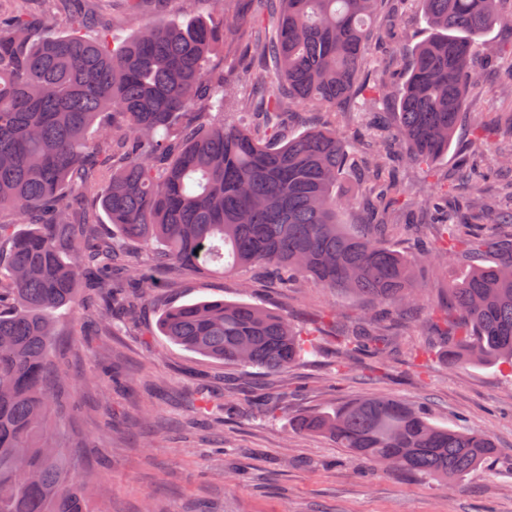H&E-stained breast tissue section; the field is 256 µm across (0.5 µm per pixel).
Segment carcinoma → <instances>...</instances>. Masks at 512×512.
Masks as SVG:
<instances>
[{"instance_id": "obj_1", "label": "carcinoma", "mask_w": 512, "mask_h": 512, "mask_svg": "<svg viewBox=\"0 0 512 512\" xmlns=\"http://www.w3.org/2000/svg\"><path fill=\"white\" fill-rule=\"evenodd\" d=\"M385 0H271L248 20L216 13L205 21L146 22L117 48L68 30L40 28L21 15L0 16V512H88L84 467L55 430L66 404L51 359V313L93 288L104 311L152 298L156 279L113 244L91 212L98 199L122 238L152 255L154 271L229 274L261 265L286 288L314 281L374 305L337 330L344 364L360 353L382 361L385 322L418 310L412 264L385 238L390 225L355 230L339 218L347 145L333 130L310 129L283 141L268 120L295 101L335 108L351 93L381 97L383 70L361 80L373 16ZM432 30L410 53L391 143L418 169L448 155L465 116L480 39L512 23V0H420ZM249 23L251 123L211 121L224 111L218 92L235 82L207 70L224 28ZM479 134L464 149L460 177L472 186L468 218L449 212L451 183L424 203L440 245L420 243L424 262L466 257L448 288V306L431 326L448 368L492 364L512 376V221L487 200ZM380 164L364 181L408 204L398 181H381ZM17 224H28L23 232ZM158 332L204 357L273 372L311 352L288 319L247 301L201 299L164 310ZM267 417L288 393L259 398ZM291 430L316 433L338 448L405 476L453 485L500 459L483 432L430 421L425 409L374 395L329 411L295 416Z\"/></svg>"}]
</instances>
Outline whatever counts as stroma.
<instances>
[{"label": "stroma", "mask_w": 512, "mask_h": 512, "mask_svg": "<svg viewBox=\"0 0 512 512\" xmlns=\"http://www.w3.org/2000/svg\"><path fill=\"white\" fill-rule=\"evenodd\" d=\"M72 10L113 27L120 39L133 37L153 19H210L211 0H0V15L25 14L36 23L62 28ZM363 71L375 76L397 41L405 48L426 39L417 0H405L397 13L381 12ZM249 27L227 37L211 58L212 68L236 74L234 94L224 117L240 122L243 103L252 95L243 77L248 63ZM496 50L493 66L484 68L480 89L472 93L456 148L439 160L432 175L402 165L382 150L383 168L396 172L411 200H419L435 179L447 178L460 161L458 145L471 140L478 119L512 106V27L495 26L483 38ZM395 96L376 103L350 96L338 111L293 106L281 116V133L292 137L310 127L336 129L350 143L347 180L355 197L366 192L356 173L364 163L358 144L369 138L366 111H393ZM484 163L491 171L485 189L491 199L512 205V170L500 156L512 154V134L488 137ZM457 269L456 259L421 267L424 305L411 320L390 322L392 349L385 361L369 358L340 366L336 353V318L357 317L369 303L356 296L307 283L283 288L262 267L221 275L208 271L165 274L154 300L135 313L102 327L93 290L82 296L84 316L59 310L60 334L53 349L68 378V405L58 413L60 429L77 445L91 471L89 512H512V472L496 466L479 469L445 488L425 478H409L373 465L336 447L326 438L292 433L288 423L299 412L378 393L426 406L433 422L488 433L502 458L512 457V378L495 367L448 369L431 339L429 314L442 304ZM208 299L256 302L290 318L312 339L316 352L288 371L263 374L252 368L212 362L161 336L156 321L167 305ZM116 366L129 382L108 385L104 370ZM218 382L228 403L201 422L186 395L204 383ZM284 391L288 402L273 418L256 415V391ZM248 471L245 481L227 475L231 465Z\"/></svg>", "instance_id": "stroma-1"}]
</instances>
